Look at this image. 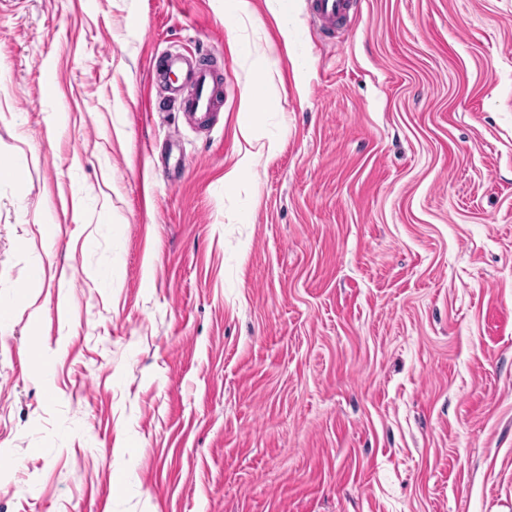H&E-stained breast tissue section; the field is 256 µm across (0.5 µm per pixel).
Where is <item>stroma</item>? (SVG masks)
<instances>
[{
    "mask_svg": "<svg viewBox=\"0 0 512 512\" xmlns=\"http://www.w3.org/2000/svg\"><path fill=\"white\" fill-rule=\"evenodd\" d=\"M254 5L0 0V512H512V0ZM358 3L357 0H309L308 7L311 18L331 31L350 18ZM207 54L198 53L200 62L178 51L156 53L151 62L155 85L164 84L169 95L162 94L159 107L172 105L194 126H208L217 109L222 106L217 75L204 61ZM202 61V63H201ZM262 97V89L259 83L249 87L242 101V113L239 122V132L241 139L246 143V147L241 149L239 160L231 167L224 170V190H235L242 179L259 162L264 154H272L276 149V141L268 140V143H255V127L258 123L256 107Z\"/></svg>",
    "mask_w": 512,
    "mask_h": 512,
    "instance_id": "35a3bbf8",
    "label": "stroma"
}]
</instances>
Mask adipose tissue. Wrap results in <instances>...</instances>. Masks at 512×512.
I'll use <instances>...</instances> for the list:
<instances>
[{"instance_id": "obj_1", "label": "adipose tissue", "mask_w": 512, "mask_h": 512, "mask_svg": "<svg viewBox=\"0 0 512 512\" xmlns=\"http://www.w3.org/2000/svg\"><path fill=\"white\" fill-rule=\"evenodd\" d=\"M262 97L260 84H253L247 90L242 101V113L239 122L240 137L244 142L239 160L224 171L225 190H235L242 179L259 162L263 155L273 153L276 149L275 141H268L263 144L255 141V127L258 123L256 107Z\"/></svg>"}]
</instances>
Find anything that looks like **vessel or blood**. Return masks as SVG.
Segmentation results:
<instances>
[{"instance_id":"b4317fda","label":"vessel or blood","mask_w":512,"mask_h":512,"mask_svg":"<svg viewBox=\"0 0 512 512\" xmlns=\"http://www.w3.org/2000/svg\"><path fill=\"white\" fill-rule=\"evenodd\" d=\"M311 18L325 30H333L354 13L358 0H308ZM154 83L168 89L164 104L177 108L194 126L209 125L222 105L217 76L210 66L178 51L155 54L151 62Z\"/></svg>"}]
</instances>
